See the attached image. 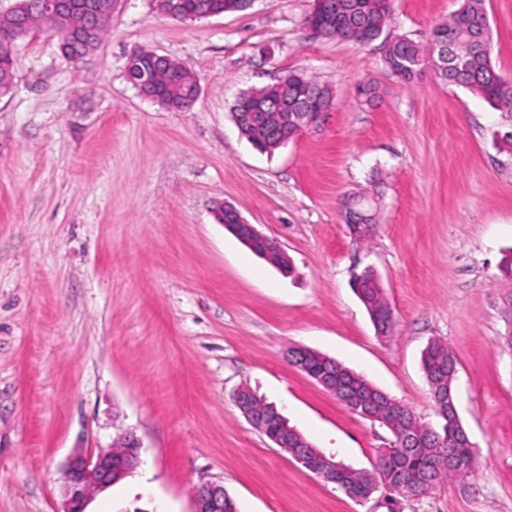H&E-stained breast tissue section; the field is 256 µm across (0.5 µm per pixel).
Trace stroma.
<instances>
[{
  "label": "stroma",
  "mask_w": 512,
  "mask_h": 512,
  "mask_svg": "<svg viewBox=\"0 0 512 512\" xmlns=\"http://www.w3.org/2000/svg\"><path fill=\"white\" fill-rule=\"evenodd\" d=\"M459 0H394L392 33L427 42ZM313 0H252L193 22L155 0H113L112 28L78 63L47 29L18 40L0 96V512H60L77 449L133 432L141 463L88 512H193L204 483L239 512H512V118L432 69L411 82L377 45L311 35ZM491 58L512 78V0H486ZM180 63L186 112L142 97L133 51ZM304 73L334 92L324 121L274 154L235 126L237 96ZM375 87L360 97L362 83ZM374 198L354 239L341 215ZM283 248L289 275L216 220L223 205ZM372 267L393 308L375 332L351 288ZM458 360L475 491L358 503L276 448L239 412L247 386L326 455L371 468L390 431L289 363L324 353L438 427L421 368L431 339Z\"/></svg>",
  "instance_id": "1"
}]
</instances>
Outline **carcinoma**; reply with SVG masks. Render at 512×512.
<instances>
[{
	"mask_svg": "<svg viewBox=\"0 0 512 512\" xmlns=\"http://www.w3.org/2000/svg\"><path fill=\"white\" fill-rule=\"evenodd\" d=\"M102 9L87 14L77 8L66 14H47L39 0H19L9 14L0 17V95L12 86L16 60L13 47L17 40L29 35L40 21L58 38L63 57L76 63L81 60L112 26V0H95ZM158 9L167 17L181 22L196 21L199 15L224 13V6L235 10L247 7L249 0H156ZM347 9L355 4L361 9L336 27L327 31L326 37L341 41L354 40L364 28L378 39L387 29L393 12L392 0H336ZM489 24L485 0H462L460 7L444 22L435 26L430 41L421 45L406 36L385 37L384 62L402 80L410 82L423 69L432 68L444 82L468 90L482 98L490 107L512 114V79L502 76L492 65L491 47L482 48L472 41L482 26ZM132 75L147 85L157 96L158 104L176 111H186L192 102L188 90L197 81L177 62L168 59L155 63L151 72L139 74L138 67L131 68ZM311 91L317 94L321 108L333 105L332 89L321 85L303 74L288 75V92L291 95ZM360 301L373 321L377 334H389L395 326L394 313L385 297L384 289L373 278H368L360 288ZM299 357L314 376L336 375L357 401L336 394L341 404L358 416L368 414L367 420L386 427L393 436V447L382 449L384 465L373 470L353 469L341 465L336 472V487L352 499L362 500L372 496L383 482L399 486L411 479L416 484L412 496L468 483L474 472L473 444L463 427L456 410L455 399L439 406L433 399L440 418L437 428L421 424L405 405L389 397L384 391L370 384L356 372L335 359L309 349H291L288 357ZM421 367L431 390L436 384L453 383L457 372V359L448 345L439 340L431 341L421 353ZM250 398L254 419L251 425L266 437L288 436L293 448L311 455L317 448L296 428L289 425L281 413L271 409L247 386L238 388Z\"/></svg>",
	"mask_w": 512,
	"mask_h": 512,
	"instance_id": "1",
	"label": "carcinoma"
}]
</instances>
